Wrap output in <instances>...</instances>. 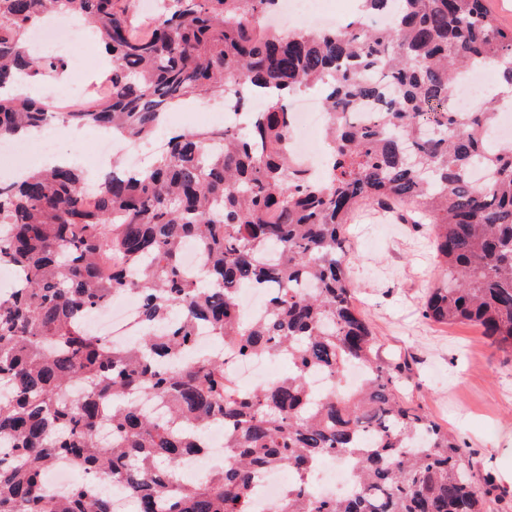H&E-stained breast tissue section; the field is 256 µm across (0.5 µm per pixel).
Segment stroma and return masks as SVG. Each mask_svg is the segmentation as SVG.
I'll use <instances>...</instances> for the list:
<instances>
[{
	"mask_svg": "<svg viewBox=\"0 0 512 512\" xmlns=\"http://www.w3.org/2000/svg\"><path fill=\"white\" fill-rule=\"evenodd\" d=\"M347 238L355 303L385 353L409 363L410 396L466 444L479 473L505 489L487 512H512V361L477 328L423 318L424 290L441 274L427 225L398 224L363 206Z\"/></svg>",
	"mask_w": 512,
	"mask_h": 512,
	"instance_id": "1",
	"label": "stroma"
}]
</instances>
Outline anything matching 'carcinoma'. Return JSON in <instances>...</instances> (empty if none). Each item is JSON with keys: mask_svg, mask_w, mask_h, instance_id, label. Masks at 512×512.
I'll use <instances>...</instances> for the list:
<instances>
[{"mask_svg": "<svg viewBox=\"0 0 512 512\" xmlns=\"http://www.w3.org/2000/svg\"><path fill=\"white\" fill-rule=\"evenodd\" d=\"M277 0H158L143 35L122 0H0V141L50 119L92 124L130 139L152 136L193 95L233 98L243 127L172 134L166 150L89 192L71 165L0 183V266L24 287L0 292V512H114L92 488L106 475L135 494L138 512H252L250 487L267 470L294 473L277 512H482L498 490L463 446L407 396L406 363L380 355L354 303L345 224L361 204L432 226L441 278L422 316L482 330L512 356V143L493 138L499 106L449 105L456 75L490 65L512 86V28L489 0H358L338 28L286 32L264 24ZM77 12L112 58V96L68 112L9 85L64 67L37 58L28 33ZM322 88L331 143L328 177L288 160V100ZM381 111L341 121L361 102ZM492 179L477 185L470 169ZM192 241L207 246L195 280L183 277ZM269 289L268 313L244 319L234 287ZM134 290L145 334L116 350L85 316ZM244 355L288 358L291 371L254 391L235 386L221 353L179 363L199 325ZM354 390L319 397L307 374ZM93 383L75 403L73 382ZM146 391L171 405L146 413ZM112 439L97 428L103 414ZM231 426L224 466L196 482L171 479L190 436ZM85 479L64 493L44 486L59 458ZM351 461L343 498L309 485L322 460Z\"/></svg>", "mask_w": 512, "mask_h": 512, "instance_id": "obj_1", "label": "carcinoma"}]
</instances>
